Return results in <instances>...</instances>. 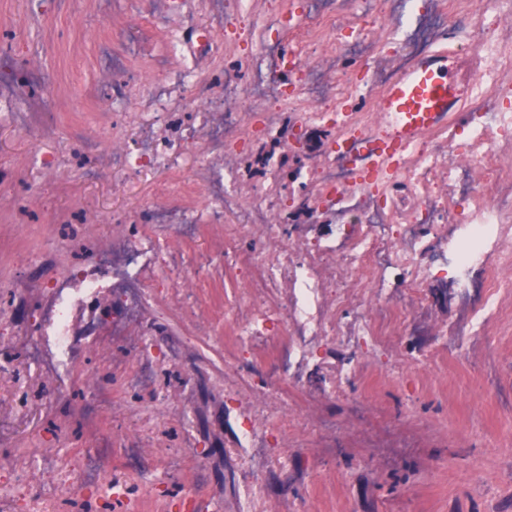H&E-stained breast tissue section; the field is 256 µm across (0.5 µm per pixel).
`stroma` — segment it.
<instances>
[{"instance_id": "stroma-1", "label": "stroma", "mask_w": 512, "mask_h": 512, "mask_svg": "<svg viewBox=\"0 0 512 512\" xmlns=\"http://www.w3.org/2000/svg\"><path fill=\"white\" fill-rule=\"evenodd\" d=\"M436 0H253L251 35L226 16L229 50L253 59L257 37L316 57L319 46L286 30L297 10L306 25L335 17L327 46L343 77L338 95L367 80V58L393 52V18L426 15ZM130 20L126 0H0V45L19 64L40 59L44 78L31 99L52 96L60 130L31 138L0 121V322L15 326L0 341V512H262L250 493L264 486L273 512H512V285L489 288L484 274L454 287L436 267L415 302L387 292L395 336L376 344L365 320L368 292L337 306L336 339L308 340L309 360L287 363L286 328L275 325L277 348L237 353L235 338L215 313L235 295L233 274L199 288L196 311L211 312L212 335L199 336L176 299L165 303V325L144 351L111 338L110 324L79 337L68 371L48 379L34 348L46 317L20 299V288L52 296L47 276L32 271L37 253L62 235L52 213L76 205L109 215L129 213L152 199L167 170L125 182L84 168L82 146L68 133L104 117L93 96H111L100 72L112 64L147 75L163 48L159 28L144 23L135 47H114L112 32ZM55 160L50 174L34 155ZM112 392L93 399L86 376ZM281 376L295 414L259 431L262 455L239 447V432L257 400L245 384ZM70 402L57 403V388ZM335 399H327L328 388ZM180 412L159 417L163 397ZM313 406L330 423L319 431L297 406ZM127 480L132 500L113 497L101 470Z\"/></svg>"}]
</instances>
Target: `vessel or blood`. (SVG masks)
<instances>
[{
	"instance_id": "b4317fda",
	"label": "vessel or blood",
	"mask_w": 512,
	"mask_h": 512,
	"mask_svg": "<svg viewBox=\"0 0 512 512\" xmlns=\"http://www.w3.org/2000/svg\"><path fill=\"white\" fill-rule=\"evenodd\" d=\"M468 88L454 51L445 47L430 51L388 84L376 100L385 125L369 144L365 177H372L377 162H398L409 144L447 120Z\"/></svg>"
}]
</instances>
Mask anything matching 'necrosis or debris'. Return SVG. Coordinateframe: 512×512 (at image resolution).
Masks as SVG:
<instances>
[{
  "label": "necrosis or debris",
  "mask_w": 512,
  "mask_h": 512,
  "mask_svg": "<svg viewBox=\"0 0 512 512\" xmlns=\"http://www.w3.org/2000/svg\"><path fill=\"white\" fill-rule=\"evenodd\" d=\"M158 16L166 45L153 59L152 77L135 84L119 68L104 71L103 82L114 97L130 101L133 109L149 112L153 123L136 143L127 138L128 115L114 112L108 128L94 124L75 130L86 148L107 151L112 176L127 179L147 166L168 164L172 156L194 149L189 175H174L156 198L131 214L111 218V242L98 245L81 267L82 277L54 276L55 292L49 306L53 317L47 342L56 351L47 375L62 376L69 364L74 312L93 321H109L113 335L134 347L153 341L145 321L159 289L193 297L201 275L224 276V249L206 256L201 264L166 261V250L181 247L202 228L225 230L259 241L241 270L238 299L225 306L224 322L240 348L267 337L278 319L298 326L305 336H332L331 318L338 303L354 288L375 292L377 309H387L382 297L393 275L403 278L409 293H416L429 276L426 254L438 252L451 259L459 277L481 269L490 252L503 254L498 279H512V190L498 189L494 160L512 148V112L502 100L512 96V47L500 35L501 0H483L476 12L458 11V31L465 33L470 50L495 56V67L480 71L464 108L476 116L466 136L445 123L416 140L407 150L402 173L394 181L378 178L364 184L354 173L363 164V143L382 120L364 111L362 100L350 95L347 107L336 105L334 69L326 61H307L286 49L262 46L261 56H273L276 67L296 81L294 92L274 84L252 63L228 59L218 32L229 11L242 14L245 0H161ZM209 13L213 26L196 21ZM35 67L19 69L8 50L0 48V118L35 137L58 131L51 101L40 107L22 103L27 80L40 78ZM260 116L264 137L287 144L288 130L307 122L329 131L323 157L304 172V185L314 193V209L333 215L355 216L343 244L309 237L302 226L282 228L278 222L281 190L276 166L264 180L245 183L240 169L247 157L239 145L249 133L252 116ZM344 152H337V145ZM486 172L494 193H481L474 171ZM403 185L417 199L423 223L400 221L378 196L392 185ZM472 205L471 221L459 225L453 238L443 234L458 196ZM129 224H150L153 234L125 233ZM111 304H104V296Z\"/></svg>",
  "instance_id": "obj_1"
}]
</instances>
